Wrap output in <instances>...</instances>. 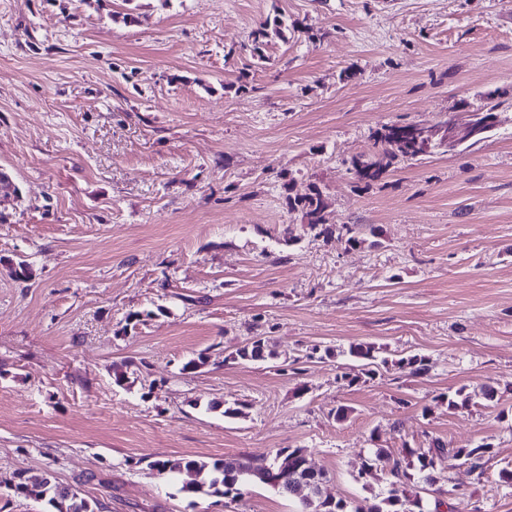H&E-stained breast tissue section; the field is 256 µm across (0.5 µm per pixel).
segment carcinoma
Instances as JSON below:
<instances>
[{"label": "carcinoma", "mask_w": 512, "mask_h": 512, "mask_svg": "<svg viewBox=\"0 0 512 512\" xmlns=\"http://www.w3.org/2000/svg\"><path fill=\"white\" fill-rule=\"evenodd\" d=\"M288 29V20L282 16H274L252 33V50L259 60H265L263 46L268 39L275 36L285 38ZM490 114L487 112L471 111L466 119L482 127L483 132L471 139L477 142L487 137L493 131V126L487 123ZM446 120L440 125V133L434 138L419 132L412 124L385 125L376 130L373 135V151L370 154H360L352 158L350 171L358 181L367 185L382 180L387 172L399 163L413 161L432 151H448V125ZM288 196V205L291 210L299 211L306 219L310 231L319 236L331 237L338 235V239H346V243L353 246L358 243L356 229L345 224L341 230L336 231L329 224L327 205L322 191L315 185L307 193L291 195L294 189V180L288 179L283 183ZM349 355L362 362L361 374H348L352 381H358L361 376L372 378L376 375L375 367L378 364H388L387 359L376 362L375 347L372 345L357 344L349 348ZM236 357L242 360L264 361L271 357L267 352L265 339L255 337L249 344L236 351ZM394 365L411 376H420L428 371L426 360L418 355L402 357ZM491 401L495 391L484 387L479 391L465 392L458 390L452 396H446L448 409L456 410L469 406L475 398ZM300 448H281L276 455H286L288 464L271 478L262 477L269 463L248 457H242L233 463L215 460L213 462L199 461L183 458L176 461L158 460L150 464V468L157 474L164 475L174 472H193L203 476L202 481L189 488L194 493L210 494L222 493L235 501L244 495V489L253 484L266 485L284 496H292L291 485L295 481H305L303 492L300 494L299 512H441L440 507L444 501L434 498L432 508H426L423 499L415 488L420 484L433 486L439 482L438 466L445 459L463 458L471 462L472 470H481L484 459L492 453L488 444H481L473 448H449L447 445L435 441L428 448H413L404 443L398 453L394 454L384 448L374 451L364 463L370 477L377 472L386 474V491L383 495H375V502L369 504L348 505L347 502L335 500L324 491L326 475L319 471L314 475L305 474L301 468L302 458L298 453ZM42 497L56 509V512H94L91 504L77 497V494L66 487H62L45 478L41 481Z\"/></svg>", "instance_id": "carcinoma-1"}]
</instances>
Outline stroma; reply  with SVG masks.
<instances>
[{
	"label": "stroma",
	"mask_w": 512,
	"mask_h": 512,
	"mask_svg": "<svg viewBox=\"0 0 512 512\" xmlns=\"http://www.w3.org/2000/svg\"><path fill=\"white\" fill-rule=\"evenodd\" d=\"M278 14L299 29L258 62ZM490 103L469 148L381 186L348 171L382 125ZM0 173V512H51L19 471L97 512H299L149 468L281 448L356 504L375 449L435 440L493 448L483 474L441 468L457 512H512V0H0ZM287 175L359 244L314 236ZM256 336L274 358H235ZM357 344L389 364L352 383ZM285 30H288V20L282 16L276 15L272 21L267 20L262 27L253 31L251 37L254 55H256L259 60L264 61L266 57L263 54L262 46L273 36L286 39Z\"/></svg>",
	"instance_id": "obj_1"
}]
</instances>
